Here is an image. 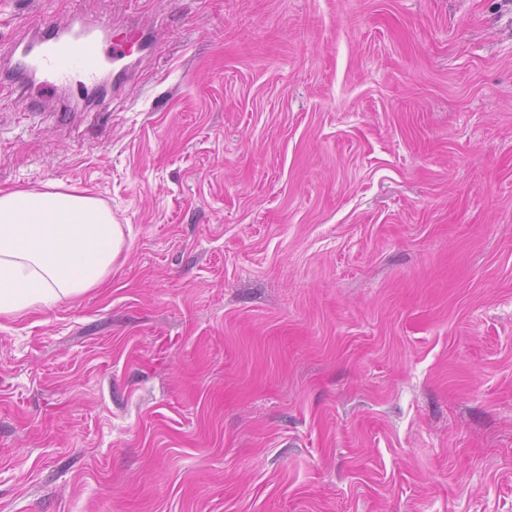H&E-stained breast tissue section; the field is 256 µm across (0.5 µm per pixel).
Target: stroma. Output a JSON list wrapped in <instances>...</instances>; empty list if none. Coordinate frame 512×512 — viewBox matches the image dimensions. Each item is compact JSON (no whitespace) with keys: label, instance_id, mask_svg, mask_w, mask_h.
<instances>
[{"label":"stroma","instance_id":"1","mask_svg":"<svg viewBox=\"0 0 512 512\" xmlns=\"http://www.w3.org/2000/svg\"><path fill=\"white\" fill-rule=\"evenodd\" d=\"M75 17L103 81L0 75V187L125 247L0 319V512H512V0H0V50Z\"/></svg>","mask_w":512,"mask_h":512}]
</instances>
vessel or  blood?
Wrapping results in <instances>:
<instances>
[{"label":"vessel or blood","mask_w":512,"mask_h":512,"mask_svg":"<svg viewBox=\"0 0 512 512\" xmlns=\"http://www.w3.org/2000/svg\"><path fill=\"white\" fill-rule=\"evenodd\" d=\"M21 55L48 83L66 80L74 74L95 80L102 57L97 39L81 31L61 34L48 21L24 44Z\"/></svg>","instance_id":"obj_1"}]
</instances>
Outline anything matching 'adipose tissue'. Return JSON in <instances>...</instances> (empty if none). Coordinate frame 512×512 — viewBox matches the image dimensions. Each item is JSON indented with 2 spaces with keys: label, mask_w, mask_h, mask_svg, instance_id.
<instances>
[{
  "label": "adipose tissue",
  "mask_w": 512,
  "mask_h": 512,
  "mask_svg": "<svg viewBox=\"0 0 512 512\" xmlns=\"http://www.w3.org/2000/svg\"><path fill=\"white\" fill-rule=\"evenodd\" d=\"M124 245L121 225L88 191L0 189V316L102 287Z\"/></svg>",
  "instance_id": "obj_1"
}]
</instances>
